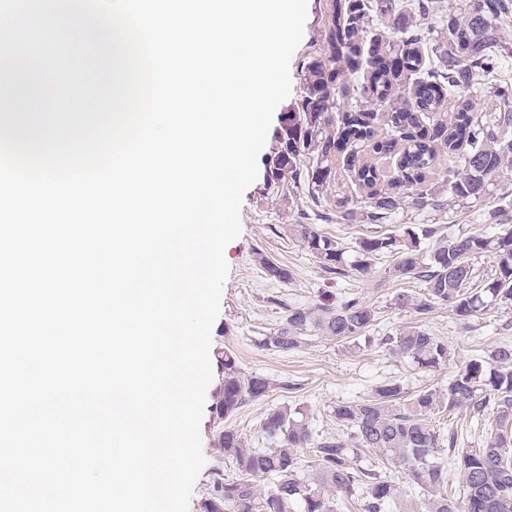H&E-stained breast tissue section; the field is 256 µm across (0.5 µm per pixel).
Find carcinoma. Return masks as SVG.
<instances>
[{
    "label": "carcinoma",
    "mask_w": 512,
    "mask_h": 512,
    "mask_svg": "<svg viewBox=\"0 0 512 512\" xmlns=\"http://www.w3.org/2000/svg\"><path fill=\"white\" fill-rule=\"evenodd\" d=\"M330 12L322 51L302 64L301 100L284 117L266 157L267 187L300 188L313 201H326L341 166L365 192L358 199L336 195V211L351 224H383L408 198L420 208L443 206L446 193L472 203L485 199L512 169V86L482 89L487 105L477 112L474 75L493 73L507 49L499 19L512 14V0H331ZM346 72L366 77L351 85L341 79ZM381 126L388 128L383 138ZM464 145L460 164L448 167L441 182L428 180L438 152L453 155ZM367 148L396 159L392 175L361 159ZM290 230L325 272L345 274L344 251L335 240L309 224ZM424 240L432 247L422 249ZM381 254L395 257L390 276L424 284L420 297L396 294L401 309L426 315L445 306L466 320L491 301L512 305V228L448 237L437 224H417L401 236L370 235L361 239L353 269L367 274ZM478 254L496 263L482 294L466 288L471 257ZM256 262L268 280H292L287 266L261 250ZM285 310L282 327L263 337V347L292 351L310 328L338 341L359 338L375 322L373 307L355 295ZM382 344L420 368L445 365L451 355L448 343L421 325ZM216 361L221 382L213 414L221 424L266 397L273 382L244 372L230 350L218 349ZM460 406L480 421L492 412L485 444L459 450L455 430L432 426L434 416ZM336 418L352 429L348 439L313 436L301 408L265 415L260 432L266 448H249L239 432L218 428L216 445L236 474L215 475L203 512H512V344L469 361L444 389L412 393L389 381L365 399L337 406ZM304 448L312 456L308 466ZM367 450L400 461L420 495L403 497L388 477L360 467ZM264 477L272 485L261 490L256 480Z\"/></svg>",
    "instance_id": "cac0c4a2"
}]
</instances>
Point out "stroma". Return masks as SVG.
Instances as JSON below:
<instances>
[{
  "mask_svg": "<svg viewBox=\"0 0 512 512\" xmlns=\"http://www.w3.org/2000/svg\"><path fill=\"white\" fill-rule=\"evenodd\" d=\"M330 19L329 0H308L303 39L290 61L291 93L276 108L272 128H279L283 117L299 103L303 94L301 65L321 51V34ZM492 211L512 225V172L505 173L482 202L454 200L440 209L407 205L381 230L398 234L411 224H438L448 235L483 232ZM240 223L239 237L224 252L229 273L220 313L212 327L211 347L233 350L245 372L264 375L273 382L265 398L247 403L224 421L225 427L245 437L249 447H261L260 422L270 410L302 408L313 434L343 435L347 428L336 418L338 404L368 397L388 381L399 382L410 392L447 387L449 379L468 361L488 356L499 343L512 342V307L494 305L465 321L445 307L425 315L395 307L393 298L398 291L419 294L423 285L388 277L392 256H380L366 276L352 270L342 277L326 273L301 239L289 232V225L309 224L317 233L335 239L351 263L357 258L360 239L372 233V225L346 223L331 205L318 207L307 196L267 189L265 176H258L244 192ZM260 248L288 265L293 272L291 282L282 285L266 280L253 260ZM349 293L357 294L376 312L372 342L337 341L311 329L294 351L260 347L264 334L280 328L283 305L311 306ZM414 322L447 342L452 357L446 365L421 368L382 345L383 337ZM215 434L213 413L204 409L200 437L206 464L196 480L188 512H202V497L214 473L228 477L235 472L231 462L217 452Z\"/></svg>",
  "mask_w": 512,
  "mask_h": 512,
  "instance_id": "stroma-1",
  "label": "stroma"
}]
</instances>
